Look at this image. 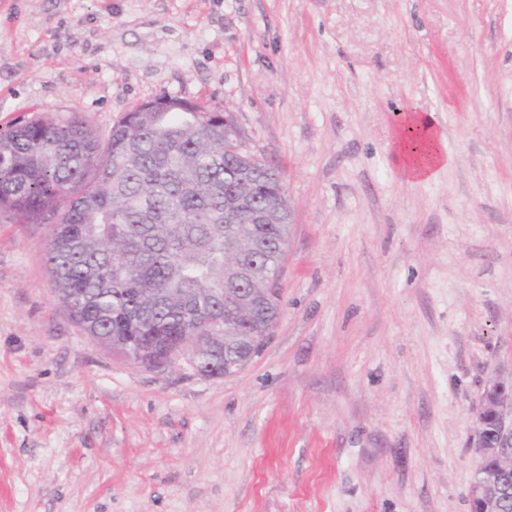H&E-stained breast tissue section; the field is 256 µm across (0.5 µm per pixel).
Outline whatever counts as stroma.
Returning a JSON list of instances; mask_svg holds the SVG:
<instances>
[{
  "label": "stroma",
  "instance_id": "stroma-1",
  "mask_svg": "<svg viewBox=\"0 0 512 512\" xmlns=\"http://www.w3.org/2000/svg\"><path fill=\"white\" fill-rule=\"evenodd\" d=\"M161 95L279 167L278 322L234 376L141 368L0 217V512H470L472 410L512 373V0H0V128L105 138ZM407 107L451 158L427 182ZM415 130L424 138L423 148L418 153V148H411L407 141L409 133ZM391 150L405 180L410 182L430 181L450 162L431 113L421 114L415 110L400 112Z\"/></svg>",
  "mask_w": 512,
  "mask_h": 512
}]
</instances>
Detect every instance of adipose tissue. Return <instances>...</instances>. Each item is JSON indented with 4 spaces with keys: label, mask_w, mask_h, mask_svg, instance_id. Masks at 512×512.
Segmentation results:
<instances>
[{
    "label": "adipose tissue",
    "mask_w": 512,
    "mask_h": 512,
    "mask_svg": "<svg viewBox=\"0 0 512 512\" xmlns=\"http://www.w3.org/2000/svg\"><path fill=\"white\" fill-rule=\"evenodd\" d=\"M413 131L423 137L422 150L411 148L407 141ZM391 150L405 180L410 182L432 180L449 163L433 116L412 110L401 113Z\"/></svg>",
    "instance_id": "adipose-tissue-1"
}]
</instances>
